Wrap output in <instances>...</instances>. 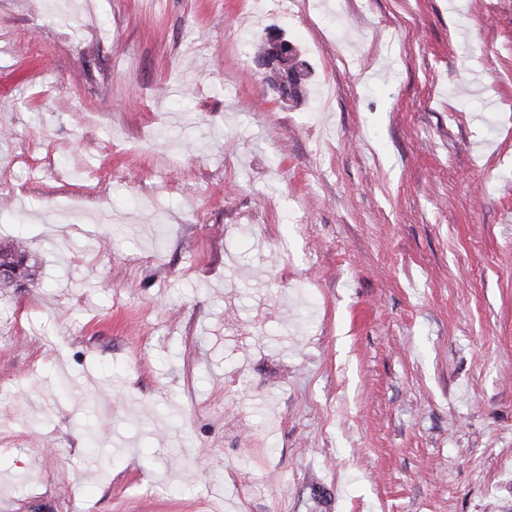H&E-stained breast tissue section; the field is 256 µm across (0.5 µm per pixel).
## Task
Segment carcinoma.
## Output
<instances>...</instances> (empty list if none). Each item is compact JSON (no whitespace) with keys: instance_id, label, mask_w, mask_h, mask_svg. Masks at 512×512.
Instances as JSON below:
<instances>
[{"instance_id":"obj_1","label":"carcinoma","mask_w":512,"mask_h":512,"mask_svg":"<svg viewBox=\"0 0 512 512\" xmlns=\"http://www.w3.org/2000/svg\"><path fill=\"white\" fill-rule=\"evenodd\" d=\"M255 61L271 65L265 72L266 81L278 93L283 104H299L306 97L310 82V68L299 49L291 48L286 60L276 54V44L267 39L257 47ZM11 268L16 280L33 284L37 280L38 266L32 262L22 242L9 240L0 242V268Z\"/></svg>"}]
</instances>
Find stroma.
Segmentation results:
<instances>
[{
  "mask_svg": "<svg viewBox=\"0 0 512 512\" xmlns=\"http://www.w3.org/2000/svg\"><path fill=\"white\" fill-rule=\"evenodd\" d=\"M14 237L0 512H512V0H0ZM255 62L271 65L265 72V79L278 93L281 102L288 105H298L306 97L310 82V68L296 47H291L288 60H279L276 54V44L269 37L257 47ZM263 63H257L259 69H264ZM2 267L13 269L17 282L34 284L37 280L39 267L31 262L26 247L20 241L0 242V268Z\"/></svg>",
  "mask_w": 512,
  "mask_h": 512,
  "instance_id": "35a3bbf8",
  "label": "stroma"
}]
</instances>
